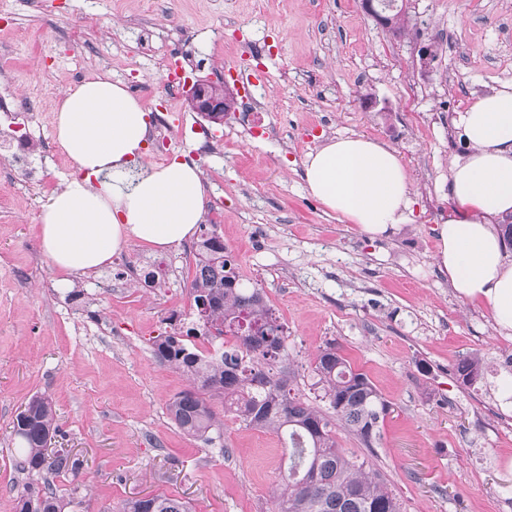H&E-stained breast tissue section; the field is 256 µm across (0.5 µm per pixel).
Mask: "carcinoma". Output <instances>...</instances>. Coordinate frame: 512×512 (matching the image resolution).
I'll list each match as a JSON object with an SVG mask.
<instances>
[{"instance_id":"obj_1","label":"carcinoma","mask_w":512,"mask_h":512,"mask_svg":"<svg viewBox=\"0 0 512 512\" xmlns=\"http://www.w3.org/2000/svg\"><path fill=\"white\" fill-rule=\"evenodd\" d=\"M367 11L395 36L405 30L401 13ZM195 271L190 284L189 321L177 331L159 336L153 352L163 364L186 375L188 389L168 403V414L185 435L210 444L224 420L214 410L213 397L224 399V416L248 427L270 430L288 443V468L273 512H402L399 499L385 478L367 461L349 458L336 440V425L350 430L368 448L380 436L391 405L370 378L355 370L334 343L320 348L312 367L322 411L293 392L278 365L288 357L286 330L258 284L248 285L209 225H199ZM247 312L246 329L240 314ZM221 346L206 352L193 339ZM476 354L462 357L456 367L464 384L483 372ZM59 433L52 401L32 396L12 426L17 440V467L42 484H25L14 503L15 512H65L72 500L44 480L48 474L74 473L81 462L70 454L49 451ZM123 512H190L188 503L165 495L128 500Z\"/></svg>"}]
</instances>
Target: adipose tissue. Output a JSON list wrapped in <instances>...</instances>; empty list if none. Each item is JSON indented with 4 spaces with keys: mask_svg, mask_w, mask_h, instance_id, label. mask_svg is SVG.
Returning a JSON list of instances; mask_svg holds the SVG:
<instances>
[{
    "mask_svg": "<svg viewBox=\"0 0 512 512\" xmlns=\"http://www.w3.org/2000/svg\"><path fill=\"white\" fill-rule=\"evenodd\" d=\"M148 109L109 76L67 88L53 116L54 141L72 163L39 216L42 249L62 277L88 274L136 242L164 250L191 238L205 200L195 165L172 159L140 167ZM468 145L454 157L453 208L437 224L435 264L463 299L486 304L512 333V259L493 224L512 214V86L460 113ZM309 192L369 238L410 221L408 175L395 151L364 136L340 137L308 154Z\"/></svg>",
    "mask_w": 512,
    "mask_h": 512,
    "instance_id": "ef3b65f1",
    "label": "adipose tissue"
}]
</instances>
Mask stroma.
Segmentation results:
<instances>
[{"mask_svg": "<svg viewBox=\"0 0 512 512\" xmlns=\"http://www.w3.org/2000/svg\"><path fill=\"white\" fill-rule=\"evenodd\" d=\"M400 38L362 0H72L44 16L29 0H0V92L30 112L47 151L46 185L0 162L13 195L0 204V512H14L26 479L15 466L12 422L34 394L49 396L61 433L54 447L82 462L54 477L68 512H121L135 497L166 494L192 512H271L287 457L268 430L225 420L204 445L184 435L167 403L189 382L161 364L154 338L189 312L193 240L165 251L123 250L122 267L61 281L40 250L39 214L70 162L53 140L58 89L82 70L121 83L166 80L171 41L191 44L194 78L265 47L264 132L206 123L188 104L168 113L169 156L198 163L206 216L243 279L259 283L285 325L290 386L314 400L311 364L336 343L390 402L381 438L349 456L381 471L403 512H512V408L498 392L512 371V335L486 305L464 301L433 261L434 232L452 209L451 160L465 152L459 112L512 84V0H408ZM433 44L423 64L418 48ZM219 144L198 160L202 128ZM353 135L395 150L412 182L411 221L384 239L359 233L313 197L308 153ZM164 263L148 288L141 269ZM121 281L122 292L108 283ZM485 368L466 385L461 356Z\"/></svg>", "mask_w": 512, "mask_h": 512, "instance_id": "1", "label": "stroma"}]
</instances>
